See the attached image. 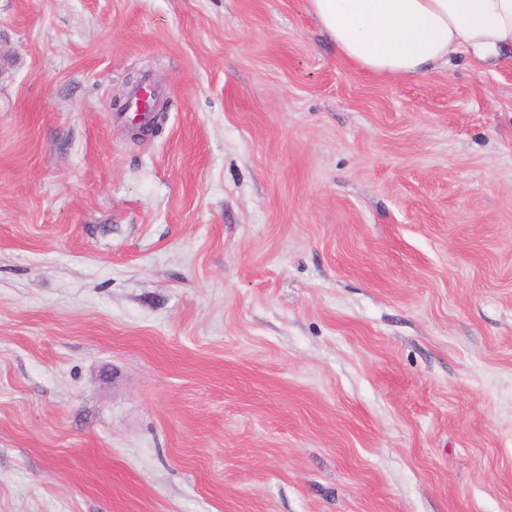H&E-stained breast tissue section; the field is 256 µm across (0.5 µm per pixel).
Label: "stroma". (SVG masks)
<instances>
[{
    "label": "stroma",
    "mask_w": 512,
    "mask_h": 512,
    "mask_svg": "<svg viewBox=\"0 0 512 512\" xmlns=\"http://www.w3.org/2000/svg\"><path fill=\"white\" fill-rule=\"evenodd\" d=\"M0 512H512V60L0 0Z\"/></svg>",
    "instance_id": "1"
}]
</instances>
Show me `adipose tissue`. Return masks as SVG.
I'll return each mask as SVG.
<instances>
[{
  "label": "adipose tissue",
  "instance_id": "obj_1",
  "mask_svg": "<svg viewBox=\"0 0 512 512\" xmlns=\"http://www.w3.org/2000/svg\"><path fill=\"white\" fill-rule=\"evenodd\" d=\"M338 55L396 79L467 53L488 65L512 58V0H308Z\"/></svg>",
  "mask_w": 512,
  "mask_h": 512
}]
</instances>
